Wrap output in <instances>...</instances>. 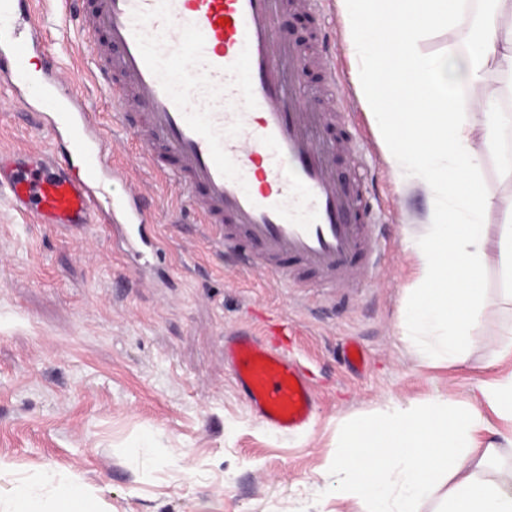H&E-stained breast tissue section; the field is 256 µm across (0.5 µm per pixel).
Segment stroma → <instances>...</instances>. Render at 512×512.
Returning a JSON list of instances; mask_svg holds the SVG:
<instances>
[{
	"instance_id": "stroma-1",
	"label": "stroma",
	"mask_w": 512,
	"mask_h": 512,
	"mask_svg": "<svg viewBox=\"0 0 512 512\" xmlns=\"http://www.w3.org/2000/svg\"><path fill=\"white\" fill-rule=\"evenodd\" d=\"M49 52L70 68L89 111L103 117L129 175L150 185L167 252L154 270L132 263L108 226L34 224L0 192V496L44 469L75 474L112 512H356L338 499L328 467L349 425L392 403L451 394L512 370V273L485 271L478 343L465 361L433 365L405 338L400 317L419 275L406 239L421 234L429 198L394 177L361 102L341 134L336 177H364L383 214L385 257L361 288L294 286L234 266L202 238L185 198L151 174L65 28L60 0H42ZM36 119L0 88V148L43 144ZM287 324L289 347L311 364L317 416L302 433L267 428L224 368V332ZM365 354L348 369L347 345Z\"/></svg>"
}]
</instances>
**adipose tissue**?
<instances>
[{"label":"adipose tissue","mask_w":512,"mask_h":512,"mask_svg":"<svg viewBox=\"0 0 512 512\" xmlns=\"http://www.w3.org/2000/svg\"><path fill=\"white\" fill-rule=\"evenodd\" d=\"M348 52L359 59L353 76L391 173L417 182L430 199L426 230L409 238L420 259L418 286L404 310L403 330L416 334L427 358L464 361L478 340L483 317L482 269L487 259L512 273V224L489 231L485 212L512 213V196L492 199L473 178L481 158L497 155L512 176V154L502 140L512 113L500 96L512 94V0H489L477 38L461 42L456 24L465 0H338ZM429 33L448 37L447 49L423 56ZM500 87L489 90L490 76ZM478 96L481 120L463 111ZM512 422V372L478 389L459 406L453 396L427 404H391L349 427L337 445L330 473L338 498L360 512H512L505 477L488 471L512 431L494 439L481 406ZM0 512H108L104 500L73 477L44 470L17 478Z\"/></svg>","instance_id":"obj_1"}]
</instances>
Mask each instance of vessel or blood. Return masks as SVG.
Returning a JSON list of instances; mask_svg holds the SVG:
<instances>
[{"mask_svg": "<svg viewBox=\"0 0 512 512\" xmlns=\"http://www.w3.org/2000/svg\"><path fill=\"white\" fill-rule=\"evenodd\" d=\"M321 0H65L113 116L140 158L189 200L204 237L245 267L286 281L299 272L327 288H358L379 256L364 188L342 189L336 157L351 140L321 138L349 107L326 46ZM317 17L311 48L276 30L280 11ZM37 0H0V85L36 112L46 147L0 148V190L38 224H108L127 254L160 251L146 240L151 202L112 158V140L73 93L55 59L27 63L45 44ZM326 77L309 89L285 67ZM323 100L315 109L314 100ZM224 366L251 411L292 435L317 411L310 369L287 347L246 329L224 333Z\"/></svg>", "mask_w": 512, "mask_h": 512, "instance_id": "obj_1", "label": "vessel or blood"}]
</instances>
